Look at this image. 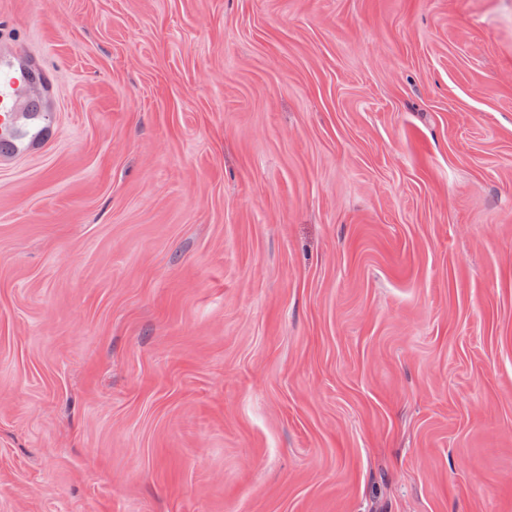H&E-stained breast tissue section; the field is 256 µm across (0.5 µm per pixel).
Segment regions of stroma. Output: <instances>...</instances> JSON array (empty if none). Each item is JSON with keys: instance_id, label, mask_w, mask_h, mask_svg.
<instances>
[{"instance_id": "35a3bbf8", "label": "stroma", "mask_w": 512, "mask_h": 512, "mask_svg": "<svg viewBox=\"0 0 512 512\" xmlns=\"http://www.w3.org/2000/svg\"><path fill=\"white\" fill-rule=\"evenodd\" d=\"M0 512H512V0H0ZM31 86H38L45 97L52 94V85L46 71L21 51L0 40V115L7 118L9 130L0 134V156L12 157L29 152L44 140L49 126L26 141L28 124L19 123L21 117L37 120L36 107L25 109L23 94ZM27 112V113H24ZM6 113V114H3Z\"/></svg>"}]
</instances>
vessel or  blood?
Instances as JSON below:
<instances>
[{
    "label": "vessel or blood",
    "instance_id": "b4317fda",
    "mask_svg": "<svg viewBox=\"0 0 512 512\" xmlns=\"http://www.w3.org/2000/svg\"><path fill=\"white\" fill-rule=\"evenodd\" d=\"M39 87L51 95L52 85L46 71L34 60L11 45L0 41V114L5 115L8 130L0 134V156L12 157L31 151L45 138L44 132L29 135L24 122L34 119L26 111L23 94L28 87Z\"/></svg>",
    "mask_w": 512,
    "mask_h": 512
}]
</instances>
